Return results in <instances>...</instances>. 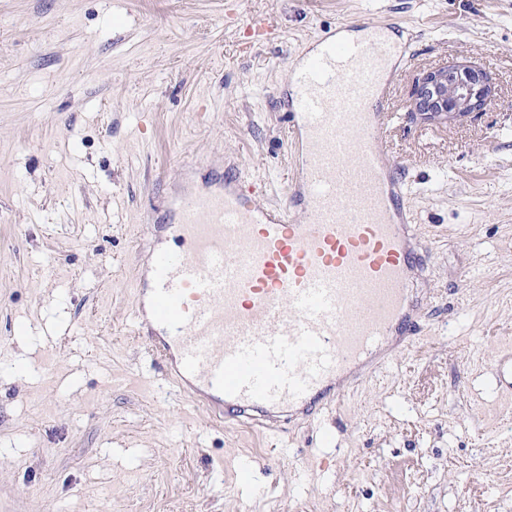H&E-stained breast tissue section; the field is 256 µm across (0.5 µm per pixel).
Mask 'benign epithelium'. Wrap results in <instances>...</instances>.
<instances>
[{"instance_id": "benign-epithelium-1", "label": "benign epithelium", "mask_w": 512, "mask_h": 512, "mask_svg": "<svg viewBox=\"0 0 512 512\" xmlns=\"http://www.w3.org/2000/svg\"><path fill=\"white\" fill-rule=\"evenodd\" d=\"M492 98L493 88L482 69L452 65L424 75L415 88L412 111L451 123L482 110Z\"/></svg>"}]
</instances>
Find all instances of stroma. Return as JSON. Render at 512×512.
I'll return each mask as SVG.
<instances>
[{
  "mask_svg": "<svg viewBox=\"0 0 512 512\" xmlns=\"http://www.w3.org/2000/svg\"><path fill=\"white\" fill-rule=\"evenodd\" d=\"M394 32L380 121L425 262L419 331L340 403L215 418L134 319L169 201L296 180L291 67L339 24ZM494 88L452 124L428 71ZM512 0H0V512H512ZM493 93L482 69L447 66L429 71L417 84L412 112L431 121L451 123L482 110L491 102ZM505 371L508 372L510 376V380L507 381L505 379ZM496 373L498 376H503L506 384H503L501 380L500 385V394L506 400H511L512 398V344L511 342L505 343L499 353L497 365H496Z\"/></svg>",
  "mask_w": 512,
  "mask_h": 512,
  "instance_id": "stroma-1",
  "label": "stroma"
}]
</instances>
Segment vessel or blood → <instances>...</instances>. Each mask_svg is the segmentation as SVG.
Masks as SVG:
<instances>
[{"label": "vessel or blood", "instance_id": "b4317fda", "mask_svg": "<svg viewBox=\"0 0 512 512\" xmlns=\"http://www.w3.org/2000/svg\"><path fill=\"white\" fill-rule=\"evenodd\" d=\"M398 54L384 38L332 36L303 55L290 115L302 181L290 201L304 221L251 203L228 173L174 204L173 230L190 252L146 259L152 289L135 315L152 350L186 393L225 417L311 412L313 394L340 395V380L387 337L411 336L408 278L421 256L367 110ZM496 373L511 399V343Z\"/></svg>", "mask_w": 512, "mask_h": 512}]
</instances>
